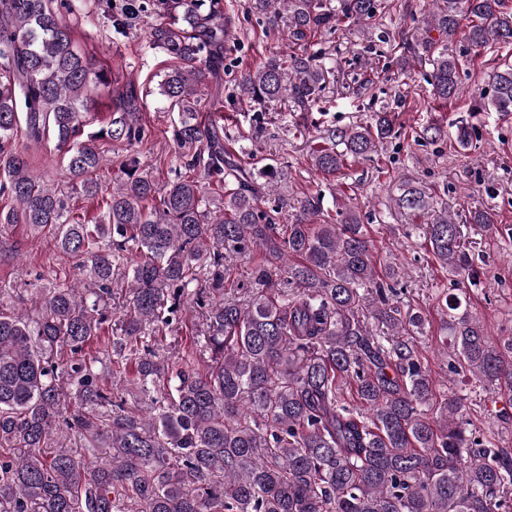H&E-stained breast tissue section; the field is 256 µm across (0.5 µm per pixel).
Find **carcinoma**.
Wrapping results in <instances>:
<instances>
[{
    "instance_id": "1",
    "label": "carcinoma",
    "mask_w": 512,
    "mask_h": 512,
    "mask_svg": "<svg viewBox=\"0 0 512 512\" xmlns=\"http://www.w3.org/2000/svg\"><path fill=\"white\" fill-rule=\"evenodd\" d=\"M382 0H252L251 11L288 49L240 71L241 100L292 102L309 111L331 70L294 51L311 36L376 20ZM173 22L149 40L175 61L158 83L185 167L161 189L138 174L131 153L96 224L73 216L62 191L34 172L18 131L66 156L63 178L99 191L100 142L132 148L143 136L129 90L111 124L83 134L94 91L111 78L79 54L70 35L73 0H0V257L15 224L45 231L78 259L92 282L38 291L33 318L0 289V512H512V443L489 448L469 434L458 396H440L420 345L405 335L424 317L400 312L404 265L377 269L357 214L321 220V196L306 194L284 215L261 197L284 193L288 173L272 163L246 168L227 158L216 130L198 122L209 106L202 86L224 66L222 0H156ZM422 44L438 104L463 96L448 43L460 33L478 57L512 45L509 0H430ZM491 94L471 111L512 113V66L492 69ZM400 137L388 113L335 135L312 165L336 173L350 159L381 152ZM398 208L430 212L424 236L436 259L470 276L461 224L498 230L497 213L476 209L458 222L434 210L422 185L403 182ZM247 304L224 299V271L255 249ZM136 251L141 260H128ZM125 267L129 309L117 321L100 308ZM202 309L204 333L161 355L158 333H178L188 304ZM366 304L388 335L357 315ZM452 337L448 368L496 392L512 393V336L495 344L484 324L445 300ZM106 340L104 353L90 346ZM82 444L74 450L68 441Z\"/></svg>"
}]
</instances>
